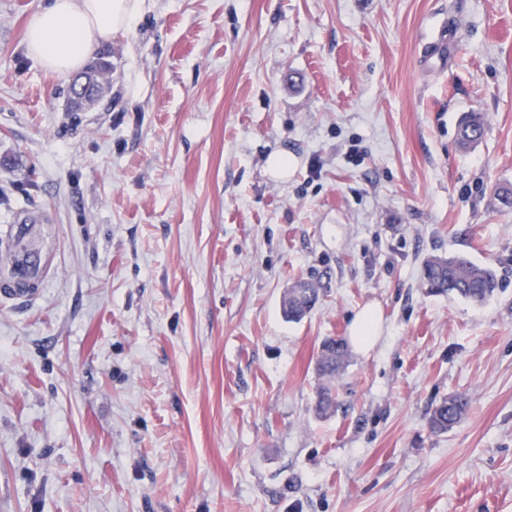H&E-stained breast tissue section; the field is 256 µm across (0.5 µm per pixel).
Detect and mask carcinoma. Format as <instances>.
I'll use <instances>...</instances> for the list:
<instances>
[{
    "label": "carcinoma",
    "instance_id": "carcinoma-1",
    "mask_svg": "<svg viewBox=\"0 0 512 512\" xmlns=\"http://www.w3.org/2000/svg\"><path fill=\"white\" fill-rule=\"evenodd\" d=\"M484 129L482 113H465L459 122L460 143L469 147L480 142ZM423 283L431 294L460 297L477 304L484 302L499 289V280L493 268L477 265L461 257H430L424 265ZM292 288L296 289V293L283 299V311L287 316L299 319L316 305L318 288L303 280L295 282ZM347 358L348 350L344 340L328 337L322 342L317 371L323 384L317 390L315 405V412L320 417L336 409V377ZM466 406L467 401L460 396L442 400L430 415V427L440 433L452 429L460 421Z\"/></svg>",
    "mask_w": 512,
    "mask_h": 512
}]
</instances>
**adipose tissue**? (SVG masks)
Returning <instances> with one entry per match:
<instances>
[{"label":"adipose tissue","instance_id":"adipose-tissue-1","mask_svg":"<svg viewBox=\"0 0 512 512\" xmlns=\"http://www.w3.org/2000/svg\"><path fill=\"white\" fill-rule=\"evenodd\" d=\"M141 0H50L27 27L30 56L59 74L79 68L112 36L131 30Z\"/></svg>","mask_w":512,"mask_h":512}]
</instances>
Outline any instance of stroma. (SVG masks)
<instances>
[{
  "label": "stroma",
  "mask_w": 512,
  "mask_h": 512,
  "mask_svg": "<svg viewBox=\"0 0 512 512\" xmlns=\"http://www.w3.org/2000/svg\"><path fill=\"white\" fill-rule=\"evenodd\" d=\"M47 3L0 0V273L40 257L0 287V512H512V0H143L76 113L27 52ZM434 254L499 290L428 293ZM485 129V119L481 112H467L459 122V140L464 147L480 142ZM290 288L298 291L290 298L288 294L282 301L284 313L291 318H301L310 311L318 300V288L308 281H296ZM349 332L353 344L364 351L375 347L382 333V317L374 305H367L353 316ZM348 358L346 342L335 337L326 338L321 345L317 363L318 375L324 383L317 390L315 412L327 416L336 409L335 382ZM466 406L467 401L460 396H451L442 400L430 415V427L435 432H448L460 421Z\"/></svg>",
  "instance_id": "35a3bbf8"
}]
</instances>
